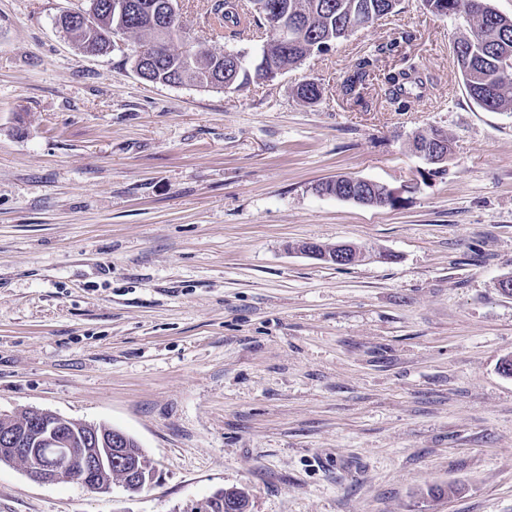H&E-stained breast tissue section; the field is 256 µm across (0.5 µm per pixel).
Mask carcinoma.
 <instances>
[{
	"label": "carcinoma",
	"instance_id": "obj_1",
	"mask_svg": "<svg viewBox=\"0 0 512 512\" xmlns=\"http://www.w3.org/2000/svg\"><path fill=\"white\" fill-rule=\"evenodd\" d=\"M160 4L164 0H126V19L122 20L124 35L134 36L140 47H149L161 39L159 30L150 22L149 14L143 9L147 2ZM94 7L92 25L67 26L63 32L70 37L79 50L88 47L100 50L109 48L103 38L117 25L112 13V0H87ZM288 12L291 20L288 39L297 40L307 50L322 51L346 39L356 32L348 28L347 21L366 28L374 21L393 12L397 0H277ZM426 9L436 16L470 15L469 0H423ZM209 25L229 30L232 38L250 36L252 30L266 27V20L254 8V0H210L206 12ZM166 36L168 47L163 57L144 67V79L152 83L174 85L192 83L199 87L236 92L254 80H273L301 64L304 55L287 47L278 36L265 31V37L258 44L256 59H248L245 50L236 51L237 63L224 74L221 58L224 53L199 49L188 38H182V47L173 45L174 36ZM194 53L191 62L186 55ZM453 57L464 85L472 99L488 111L512 110V18L504 17L490 6H485L484 15L476 19L471 35L453 44ZM374 60L362 58L351 74L342 82L343 95L357 105L365 104L366 78ZM384 95L391 104H400L408 90L423 88L426 82L418 69L409 65L384 74ZM321 95L320 85L314 81L302 83L298 88L300 99L311 104ZM353 177L321 183L319 191L330 196H346L351 191ZM249 504L248 494L240 488H230L222 496L209 497L201 502L204 512H240Z\"/></svg>",
	"mask_w": 512,
	"mask_h": 512
}]
</instances>
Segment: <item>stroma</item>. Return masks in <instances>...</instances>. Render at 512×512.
Masks as SVG:
<instances>
[{
  "mask_svg": "<svg viewBox=\"0 0 512 512\" xmlns=\"http://www.w3.org/2000/svg\"><path fill=\"white\" fill-rule=\"evenodd\" d=\"M85 5L0 0V414L123 430L155 478L98 494L0 464V512H182L231 487L250 512H512V111L459 77L472 18L400 0L227 93L143 80L131 39L83 53L54 19ZM363 57L427 87L355 105ZM432 127L439 169L410 149ZM337 175L396 206L316 193ZM373 59L362 58L355 65L351 74L342 82L341 89L343 95L357 105L365 103L366 78L370 75V69L374 65ZM319 245L313 242H302L294 247V250L314 259H326L330 264L336 266H351L365 261L367 252L364 248L351 243H340L336 246L335 253L328 255L320 253L322 251L329 252L331 248H322L319 253Z\"/></svg>",
  "mask_w": 512,
  "mask_h": 512,
  "instance_id": "stroma-1",
  "label": "stroma"
}]
</instances>
